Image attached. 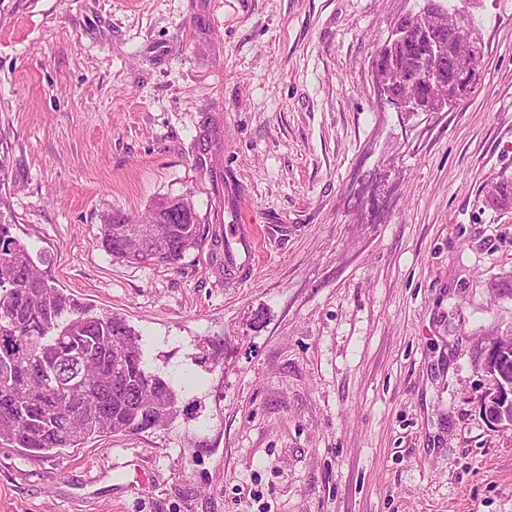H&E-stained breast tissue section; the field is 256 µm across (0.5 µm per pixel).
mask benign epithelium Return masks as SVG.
I'll return each mask as SVG.
<instances>
[{"label":"benign epithelium","mask_w":512,"mask_h":512,"mask_svg":"<svg viewBox=\"0 0 512 512\" xmlns=\"http://www.w3.org/2000/svg\"><path fill=\"white\" fill-rule=\"evenodd\" d=\"M396 34L385 47L388 61H377L376 69L384 87L401 89L399 104L436 112L466 94L475 82L473 59L478 47L474 30L457 24L448 28L438 23L437 16L422 14L402 18ZM411 45L419 48L420 57L399 60L398 50ZM511 353L491 346L485 362L488 372H499L504 357Z\"/></svg>","instance_id":"7a95c632"}]
</instances>
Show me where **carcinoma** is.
<instances>
[{
    "instance_id": "1",
    "label": "carcinoma",
    "mask_w": 512,
    "mask_h": 512,
    "mask_svg": "<svg viewBox=\"0 0 512 512\" xmlns=\"http://www.w3.org/2000/svg\"><path fill=\"white\" fill-rule=\"evenodd\" d=\"M488 204L512 208V183ZM138 224L109 216L100 243L115 261L178 267L205 231L194 207L165 198ZM169 383L146 367L141 336L124 319L96 314L58 288L0 222V447L51 456L92 437L146 431L176 413Z\"/></svg>"
}]
</instances>
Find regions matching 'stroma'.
I'll return each mask as SVG.
<instances>
[{
	"mask_svg": "<svg viewBox=\"0 0 512 512\" xmlns=\"http://www.w3.org/2000/svg\"><path fill=\"white\" fill-rule=\"evenodd\" d=\"M428 0H0V222L126 319L177 412L58 455L0 448V512H512V0H462L466 95L392 104L375 62ZM216 130L205 165L196 154ZM256 224L225 279L113 261L104 216Z\"/></svg>",
	"mask_w": 512,
	"mask_h": 512,
	"instance_id": "1",
	"label": "stroma"
}]
</instances>
